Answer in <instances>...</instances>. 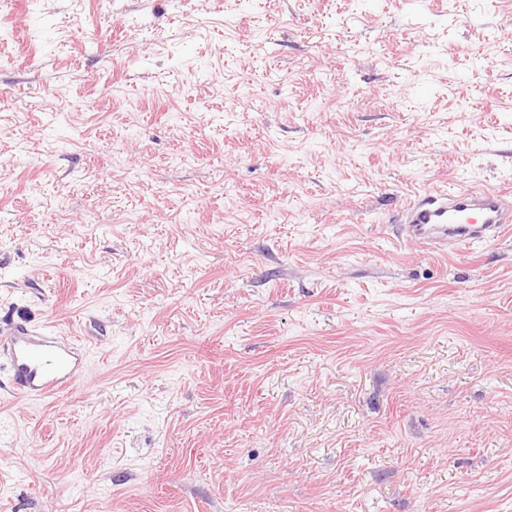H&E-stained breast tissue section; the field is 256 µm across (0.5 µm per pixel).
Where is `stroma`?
<instances>
[{"mask_svg":"<svg viewBox=\"0 0 512 512\" xmlns=\"http://www.w3.org/2000/svg\"><path fill=\"white\" fill-rule=\"evenodd\" d=\"M0 512H512V0H0ZM511 195L504 190L416 192L403 212L401 236L445 255L511 234ZM449 250V251H448ZM7 336V343H0V359H6L12 384L27 398L58 395L85 372L86 356L75 340L43 336L27 327Z\"/></svg>","mask_w":512,"mask_h":512,"instance_id":"stroma-1","label":"stroma"}]
</instances>
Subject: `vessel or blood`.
Instances as JSON below:
<instances>
[{
	"mask_svg": "<svg viewBox=\"0 0 512 512\" xmlns=\"http://www.w3.org/2000/svg\"><path fill=\"white\" fill-rule=\"evenodd\" d=\"M511 196L484 189L417 192L404 208L401 234L441 253L503 237L512 233ZM0 358L7 361L12 384L31 399L60 394L86 369V356L74 340L25 327L14 328L0 343Z\"/></svg>",
	"mask_w": 512,
	"mask_h": 512,
	"instance_id": "obj_1",
	"label": "vessel or blood"
}]
</instances>
